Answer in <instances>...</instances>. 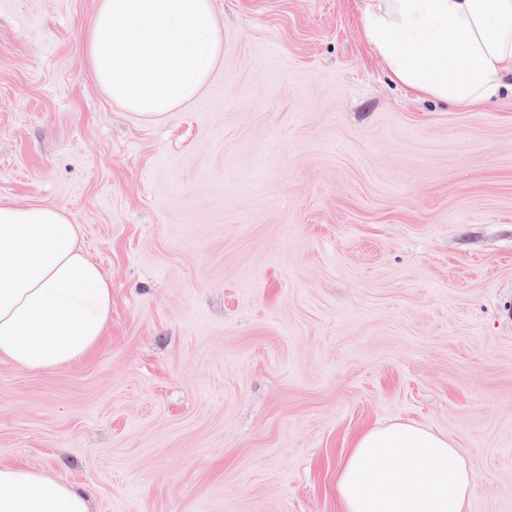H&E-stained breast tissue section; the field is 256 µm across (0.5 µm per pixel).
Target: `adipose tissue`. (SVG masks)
I'll return each instance as SVG.
<instances>
[{"mask_svg": "<svg viewBox=\"0 0 512 512\" xmlns=\"http://www.w3.org/2000/svg\"><path fill=\"white\" fill-rule=\"evenodd\" d=\"M368 43L400 84L476 108L512 94V0H359ZM112 288L65 211L0 204V356L31 370L82 357L102 336ZM464 453L413 423L375 427L339 466L344 512H465ZM0 512H90L75 487L0 467Z\"/></svg>", "mask_w": 512, "mask_h": 512, "instance_id": "obj_1", "label": "adipose tissue"}]
</instances>
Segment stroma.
<instances>
[{"mask_svg": "<svg viewBox=\"0 0 512 512\" xmlns=\"http://www.w3.org/2000/svg\"><path fill=\"white\" fill-rule=\"evenodd\" d=\"M99 0H0V203L66 211L98 343L0 358V466L91 512H342L365 430L462 448L512 512V97L396 83L357 0H211L220 56L162 119L99 85Z\"/></svg>", "mask_w": 512, "mask_h": 512, "instance_id": "obj_1", "label": "stroma"}]
</instances>
